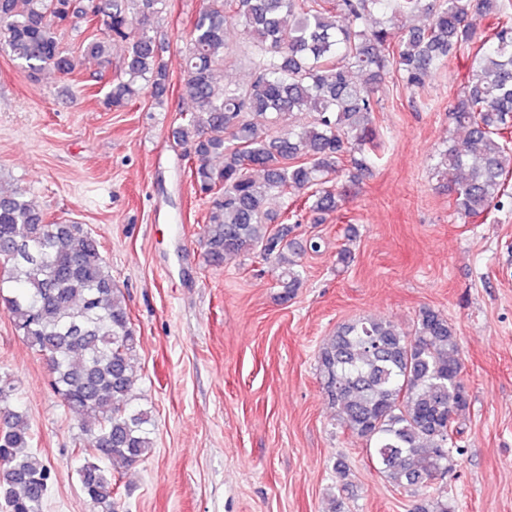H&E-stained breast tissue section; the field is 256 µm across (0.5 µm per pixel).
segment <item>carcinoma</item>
I'll return each mask as SVG.
<instances>
[{
    "mask_svg": "<svg viewBox=\"0 0 512 512\" xmlns=\"http://www.w3.org/2000/svg\"><path fill=\"white\" fill-rule=\"evenodd\" d=\"M0 0L5 48L31 78L76 72L80 59L112 63L119 74L105 98L115 110L147 91L169 90L163 47L145 29L168 0ZM420 27L395 29L404 16ZM492 22L494 37L471 48L470 20ZM242 27L253 55L251 79L220 84L224 31ZM84 27L75 53L61 31ZM467 75L449 117L467 132L463 146L439 153L432 176L446 184L455 212L477 217L500 203L512 176V14L505 0H204L190 21L182 92L192 103L173 132L188 148V176L210 199L206 257L222 264L254 254L278 270L291 296L302 284L288 257V222L272 225L268 201L288 197L310 213L336 209L331 183L345 166L370 168L382 147L373 126L376 84L398 74L416 90L448 57ZM288 116L294 124L283 127ZM0 303L28 348L45 360L51 386L77 418L74 438L81 491L101 512H115V472L153 448L150 411L132 405L131 360L137 337L100 243L80 224L49 223L16 187L0 189ZM331 405L352 436L398 487L427 486L454 465L453 436L469 408L453 323L430 307L414 334L391 323L340 325L316 355ZM15 387L0 373V500L9 512H42L51 470L30 450L26 415L11 407ZM411 512H454L442 496Z\"/></svg>",
    "mask_w": 512,
    "mask_h": 512,
    "instance_id": "carcinoma-1",
    "label": "carcinoma"
}]
</instances>
